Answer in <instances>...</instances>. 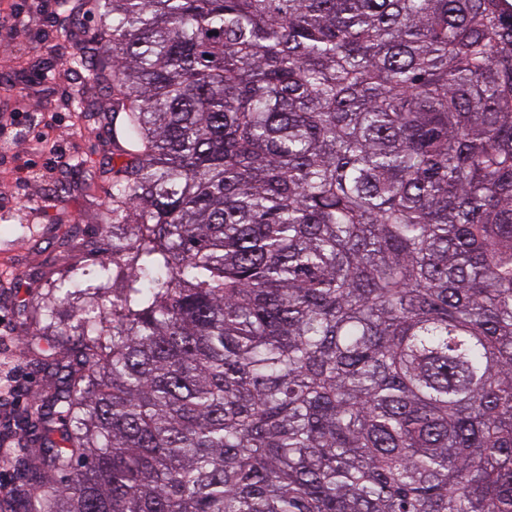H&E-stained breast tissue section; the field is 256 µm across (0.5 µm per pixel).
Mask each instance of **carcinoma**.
Returning a JSON list of instances; mask_svg holds the SVG:
<instances>
[{
	"mask_svg": "<svg viewBox=\"0 0 512 512\" xmlns=\"http://www.w3.org/2000/svg\"><path fill=\"white\" fill-rule=\"evenodd\" d=\"M93 21L112 266L0 512H512V0Z\"/></svg>",
	"mask_w": 512,
	"mask_h": 512,
	"instance_id": "obj_1",
	"label": "carcinoma"
}]
</instances>
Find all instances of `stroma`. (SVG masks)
Segmentation results:
<instances>
[{
  "mask_svg": "<svg viewBox=\"0 0 512 512\" xmlns=\"http://www.w3.org/2000/svg\"><path fill=\"white\" fill-rule=\"evenodd\" d=\"M65 0H0V458L26 445L24 411L50 379L38 367L48 345L34 336L27 310L55 274L71 269L93 283L112 259L108 181L82 183L83 168L112 155L108 121H88L78 101L111 103L68 58L92 23L66 32ZM54 151L37 139L47 124Z\"/></svg>",
  "mask_w": 512,
  "mask_h": 512,
  "instance_id": "35a3bbf8",
  "label": "stroma"
}]
</instances>
